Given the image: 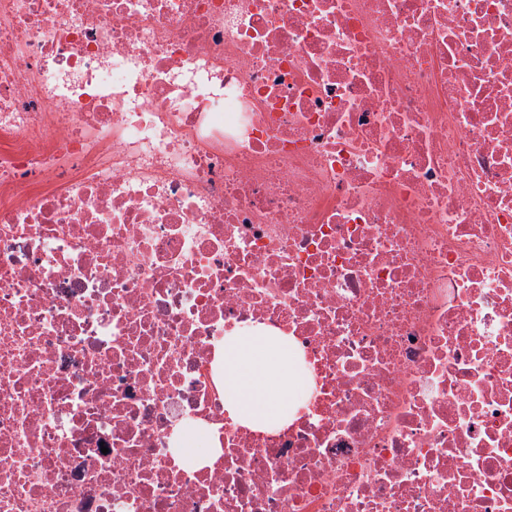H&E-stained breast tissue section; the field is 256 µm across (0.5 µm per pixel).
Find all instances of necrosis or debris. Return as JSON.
<instances>
[{"mask_svg": "<svg viewBox=\"0 0 512 512\" xmlns=\"http://www.w3.org/2000/svg\"><path fill=\"white\" fill-rule=\"evenodd\" d=\"M0 512H512V0H0ZM217 372L224 388V410L234 421L257 431L288 424L297 393L309 386L288 336L261 329L233 332L217 351Z\"/></svg>", "mask_w": 512, "mask_h": 512, "instance_id": "4bbe7bcc", "label": "necrosis or debris"}]
</instances>
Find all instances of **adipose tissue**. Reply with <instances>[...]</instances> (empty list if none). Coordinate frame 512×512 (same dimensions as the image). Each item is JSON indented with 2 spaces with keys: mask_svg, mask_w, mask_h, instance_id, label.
I'll list each match as a JSON object with an SVG mask.
<instances>
[{
  "mask_svg": "<svg viewBox=\"0 0 512 512\" xmlns=\"http://www.w3.org/2000/svg\"><path fill=\"white\" fill-rule=\"evenodd\" d=\"M217 372L227 415L262 432L293 419L295 397L311 383L299 371L288 337L260 329L226 336L217 351Z\"/></svg>",
  "mask_w": 512,
  "mask_h": 512,
  "instance_id": "adipose-tissue-1",
  "label": "adipose tissue"
}]
</instances>
